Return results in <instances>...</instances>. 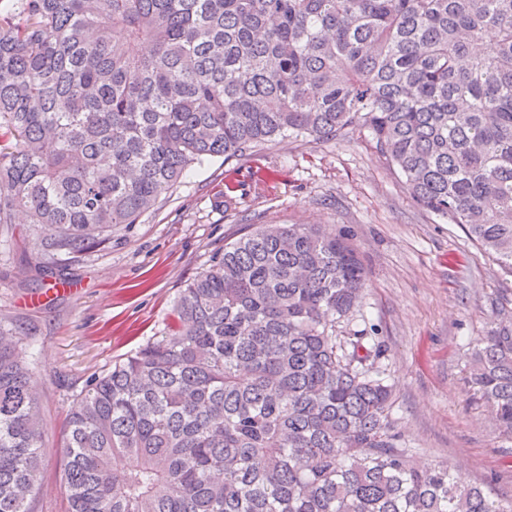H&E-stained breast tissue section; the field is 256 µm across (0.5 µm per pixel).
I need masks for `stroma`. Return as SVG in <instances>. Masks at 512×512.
Segmentation results:
<instances>
[{"label":"stroma","instance_id":"35a3bbf8","mask_svg":"<svg viewBox=\"0 0 512 512\" xmlns=\"http://www.w3.org/2000/svg\"><path fill=\"white\" fill-rule=\"evenodd\" d=\"M251 224H325L353 238L368 281L349 326L383 344L398 446L512 500V435L466 382L475 338L512 312V276L462 225L421 209L369 133L354 129L194 165L138 223L59 260L52 278L38 272L46 257L28 225L0 231V321L28 331L21 357L43 419L34 512H67L65 421L87 382L164 335L180 288Z\"/></svg>","mask_w":512,"mask_h":512}]
</instances>
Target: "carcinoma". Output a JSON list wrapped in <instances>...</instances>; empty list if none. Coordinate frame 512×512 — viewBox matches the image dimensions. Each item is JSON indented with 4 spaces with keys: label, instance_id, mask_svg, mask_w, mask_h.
I'll use <instances>...</instances> for the list:
<instances>
[{
    "label": "carcinoma",
    "instance_id": "cac0c4a2",
    "mask_svg": "<svg viewBox=\"0 0 512 512\" xmlns=\"http://www.w3.org/2000/svg\"><path fill=\"white\" fill-rule=\"evenodd\" d=\"M146 39L144 56L127 46ZM369 132L413 199L512 274V0H18L0 12V224L52 272L194 164ZM345 232L260 224L67 422L69 512H512L398 447ZM0 325V512H32L41 421ZM473 382L512 433V322Z\"/></svg>",
    "mask_w": 512,
    "mask_h": 512
}]
</instances>
